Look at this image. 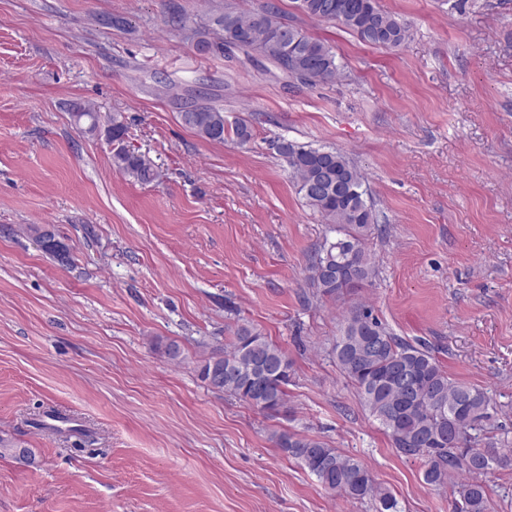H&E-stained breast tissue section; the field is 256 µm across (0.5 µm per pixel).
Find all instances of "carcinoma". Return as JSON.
<instances>
[{
  "label": "carcinoma",
  "mask_w": 512,
  "mask_h": 512,
  "mask_svg": "<svg viewBox=\"0 0 512 512\" xmlns=\"http://www.w3.org/2000/svg\"><path fill=\"white\" fill-rule=\"evenodd\" d=\"M295 2L305 16L348 30L364 43L398 47L409 37L406 23L382 10L376 0ZM211 24L209 30L192 33L201 55L233 59L241 52L253 64L265 70L272 66L282 78L300 85L313 86L340 74L333 47L279 17L273 3L266 2L248 13L226 5L224 12L211 18ZM73 116L78 122H87L90 133L100 128V115L90 106L76 107ZM180 117L185 126L212 142L231 138L244 144L253 136L252 127L245 122L227 125L224 110L214 105L188 103ZM105 133L112 145L113 165L119 171L140 183L159 177L144 154L123 146L127 126L121 114L112 115ZM275 149L286 161L305 203L335 234L334 239H325L310 260L312 287L332 300L364 287L374 275L366 248L374 217L363 172L331 147L314 148L283 138L276 141ZM332 352L340 372L356 388L366 410L397 451L422 461L424 482L440 487L450 474L461 473L464 478L457 483L459 500L454 512H488L487 489L481 477L512 463V448L470 445V431L490 417L487 393L449 377L433 347L394 335L365 306L347 312ZM291 372L288 355L247 325L239 326L227 346L213 349L197 366L198 377L209 388L262 411L285 406ZM273 440L326 490L351 499H376L382 512L396 508L395 497L358 459L313 436L285 431L275 434ZM0 456L34 463L30 449L21 450L2 438Z\"/></svg>",
  "instance_id": "obj_1"
}]
</instances>
